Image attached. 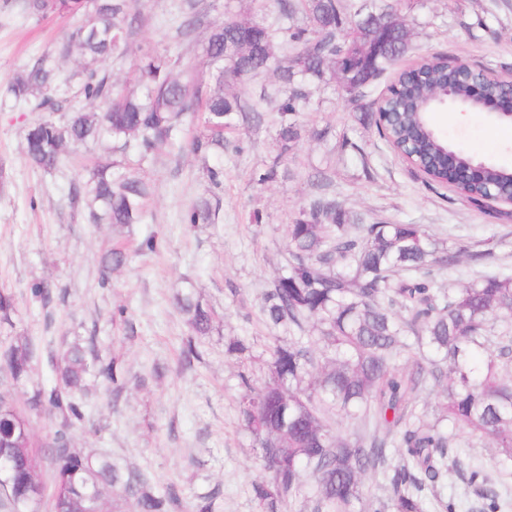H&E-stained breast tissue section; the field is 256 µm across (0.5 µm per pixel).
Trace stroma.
I'll return each mask as SVG.
<instances>
[{
  "label": "stroma",
  "instance_id": "obj_1",
  "mask_svg": "<svg viewBox=\"0 0 512 512\" xmlns=\"http://www.w3.org/2000/svg\"><path fill=\"white\" fill-rule=\"evenodd\" d=\"M199 9L201 24L183 41L178 27L186 0H137L132 52L104 65L115 88L134 83L145 52L168 57L175 73L200 72L209 31L225 13L273 23L278 2L201 0ZM397 10L411 31L399 68L438 55L512 74V0H398ZM77 23L73 16L36 18L22 0H0V291L14 302L10 321H0V351L23 344L33 351L28 378L16 383L0 371V390L15 393L37 448H44L59 421L46 408L30 409L28 400L55 385L52 360L69 343L92 345L95 355L114 361L117 380H91L85 417L71 429L73 448L135 471L157 492L173 491L174 512H192L207 494L214 512H257L252 484L263 475L260 451L239 400L243 380L256 387L267 380L276 341L294 337L263 314L264 295L287 264V225L323 193L369 223L420 224L448 245L492 249L494 269L512 270V216L427 181L366 125L369 101L387 93L391 71L375 82L371 98L358 101L334 81L313 86L296 117L300 140L279 155L280 84L267 70L235 84L244 111L259 118L225 131L223 150H193L203 127L192 112L172 146L147 156L132 148L114 152V161L149 182L152 194L142 223H91L73 204L71 187L87 178L101 144L88 143L50 171L25 156L32 124L46 117L59 122L89 106L76 77L78 56L54 54ZM41 58L53 60L59 75L62 107L48 116L8 91L14 75ZM433 123L465 154L512 166V123L457 111L434 113ZM271 166L272 179L257 182L256 174ZM211 167L222 174L220 187L208 179ZM321 170L330 179L323 188L316 179ZM203 198L217 202L216 222L184 223L185 211ZM149 238L156 244L151 251L142 247ZM115 246L128 261L103 273L101 256ZM41 282L52 289L50 303L32 292ZM183 292L213 311L207 334L191 335L174 308ZM188 337L199 354L189 363L182 356ZM236 343L244 352H232ZM460 458L485 468L512 512V466L499 465L489 442L469 437Z\"/></svg>",
  "mask_w": 512,
  "mask_h": 512
}]
</instances>
